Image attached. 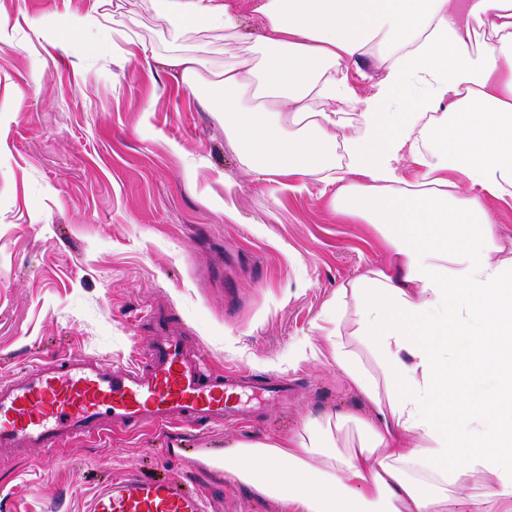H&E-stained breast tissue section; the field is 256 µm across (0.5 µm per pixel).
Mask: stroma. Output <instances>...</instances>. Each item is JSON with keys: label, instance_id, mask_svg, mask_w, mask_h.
Listing matches in <instances>:
<instances>
[{"label": "stroma", "instance_id": "35a3bbf8", "mask_svg": "<svg viewBox=\"0 0 512 512\" xmlns=\"http://www.w3.org/2000/svg\"><path fill=\"white\" fill-rule=\"evenodd\" d=\"M112 0H0V382L58 352L134 361L159 318L214 370L287 382L249 420L176 424L77 440L57 456L0 457V512H84L101 481H193L210 512H277L250 488L191 466L182 448L300 430L325 412H366L315 329L337 288L380 264L367 224L246 174L224 116L159 60L126 64L111 35L59 41L58 24Z\"/></svg>", "mask_w": 512, "mask_h": 512}]
</instances>
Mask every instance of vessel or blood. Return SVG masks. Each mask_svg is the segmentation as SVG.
Here are the masks:
<instances>
[{"label": "vessel or blood", "mask_w": 512, "mask_h": 512, "mask_svg": "<svg viewBox=\"0 0 512 512\" xmlns=\"http://www.w3.org/2000/svg\"><path fill=\"white\" fill-rule=\"evenodd\" d=\"M247 387L277 400L288 395L278 381L214 371L205 350L187 351L172 331L127 364L39 358L0 382V455L24 448L54 454L75 440L117 428H159L181 420L204 427L239 422L247 415L242 399ZM194 461L223 478V449L202 451ZM86 512H208V500L182 481L132 474L101 482Z\"/></svg>", "instance_id": "vessel-or-blood-1"}]
</instances>
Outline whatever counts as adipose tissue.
Listing matches in <instances>:
<instances>
[{
  "mask_svg": "<svg viewBox=\"0 0 512 512\" xmlns=\"http://www.w3.org/2000/svg\"><path fill=\"white\" fill-rule=\"evenodd\" d=\"M148 2L161 62L210 89L243 171L334 187L388 252L322 329L367 416L237 443L225 479L279 512H512V238L488 206L512 198V0ZM208 32L221 64L189 46ZM369 60L382 74L361 95L350 66ZM487 372L495 389L473 397Z\"/></svg>",
  "mask_w": 512,
  "mask_h": 512,
  "instance_id": "adipose-tissue-1",
  "label": "adipose tissue"
}]
</instances>
